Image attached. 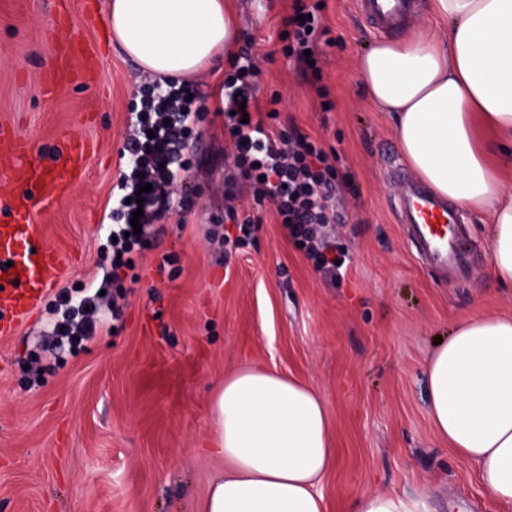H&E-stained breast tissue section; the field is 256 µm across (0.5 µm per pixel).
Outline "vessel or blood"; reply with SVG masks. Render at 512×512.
Segmentation results:
<instances>
[{
	"label": "vessel or blood",
	"mask_w": 512,
	"mask_h": 512,
	"mask_svg": "<svg viewBox=\"0 0 512 512\" xmlns=\"http://www.w3.org/2000/svg\"><path fill=\"white\" fill-rule=\"evenodd\" d=\"M413 0H358L366 23L376 32H393L411 11ZM98 65L96 48L80 45L74 56L59 61L44 81L45 94H52L59 81L73 79L77 69ZM13 159L8 178L24 184L9 209L13 222L0 224V334H10L28 317L37 302L55 288L60 274V255L50 247L33 246L26 229L36 211L57 207L87 171L90 146L86 140L67 141L66 156L57 163L30 153L21 135L0 134V150ZM400 223L410 226L418 253L439 274H462L469 240L463 214L449 206L427 187L409 183L398 202Z\"/></svg>",
	"instance_id": "obj_1"
}]
</instances>
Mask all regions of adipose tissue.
<instances>
[{
	"label": "adipose tissue",
	"mask_w": 512,
	"mask_h": 512,
	"mask_svg": "<svg viewBox=\"0 0 512 512\" xmlns=\"http://www.w3.org/2000/svg\"><path fill=\"white\" fill-rule=\"evenodd\" d=\"M445 35L422 27L357 61L371 104L396 120L400 151L438 196L491 224L492 276L512 286V0H431ZM113 41L152 78L221 70L240 37L234 0H110ZM438 437L475 465L494 512H512V315L463 319L425 365ZM212 446L224 471L203 512H325L336 466L318 391L262 366L225 376Z\"/></svg>",
	"instance_id": "ef3b65f1"
}]
</instances>
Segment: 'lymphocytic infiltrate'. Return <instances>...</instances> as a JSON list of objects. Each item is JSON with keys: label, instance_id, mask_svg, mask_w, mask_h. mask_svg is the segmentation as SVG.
Segmentation results:
<instances>
[{"label": "lymphocytic infiltrate", "instance_id": "obj_1", "mask_svg": "<svg viewBox=\"0 0 512 512\" xmlns=\"http://www.w3.org/2000/svg\"><path fill=\"white\" fill-rule=\"evenodd\" d=\"M322 20L318 0H293L278 34L282 53L307 78L320 76L317 42L326 32ZM259 64V57L250 48H243L233 63V71L224 79V128L232 141L233 167L248 181L256 205H271L279 223L293 242L301 244L314 269L331 283H339L350 257L330 227L345 221L337 194L349 178L340 175L330 163L319 141L296 130L285 132L270 127L281 99L272 95L268 106H261L254 87ZM196 119V113L179 106L177 97L170 95L149 123L153 137L128 140L130 186L135 189L148 183L152 190L145 193L143 202L124 205L122 223L112 227L116 237L112 245L113 269L127 266L149 245L154 220L170 209L180 144ZM135 215L141 223L137 234L130 224ZM60 300L66 305L76 304L77 313L64 317L60 326L54 327V335L88 341L103 324L96 296L85 295L76 303L65 293Z\"/></svg>", "mask_w": 512, "mask_h": 512}]
</instances>
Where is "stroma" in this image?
Segmentation results:
<instances>
[{"mask_svg": "<svg viewBox=\"0 0 512 512\" xmlns=\"http://www.w3.org/2000/svg\"><path fill=\"white\" fill-rule=\"evenodd\" d=\"M96 0H0V127L32 153L53 156L62 138L89 140L86 177L55 209L35 215V240L65 259L55 289L13 334L0 335V512H202L222 461L207 440L225 375L258 364L315 387L332 420L337 464L322 483L325 512H349L369 492L426 499L430 512H491L477 468L435 434L425 364L461 318L512 315V288L490 275V226L465 217L469 277L439 278L415 255L394 203L403 164L389 113L376 111L356 60L376 36L355 0H324L320 82L284 57L277 33L292 0H237L242 35L270 54L255 79L258 99L279 93L281 124L334 152L356 194L336 238L350 256L340 286L316 273L271 212L248 244L226 213L253 211L234 176L224 115L212 101L224 72L185 82L202 119L181 150L174 204L134 268L113 269L104 248L122 196L125 142L151 81L113 42ZM96 47L87 84L43 81L64 42ZM326 88L332 111L319 107ZM102 288L118 320L80 349L51 336L60 292Z\"/></svg>", "mask_w": 512, "mask_h": 512, "instance_id": "obj_1", "label": "stroma"}]
</instances>
